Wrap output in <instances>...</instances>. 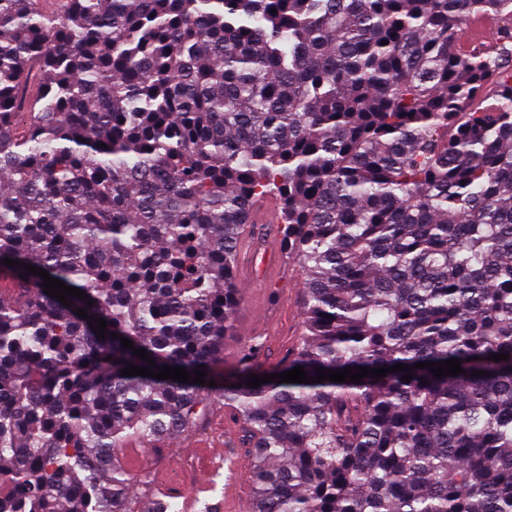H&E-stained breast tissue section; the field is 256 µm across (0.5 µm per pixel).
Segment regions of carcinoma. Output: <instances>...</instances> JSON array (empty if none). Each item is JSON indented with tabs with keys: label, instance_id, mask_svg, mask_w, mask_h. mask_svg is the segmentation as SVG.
I'll list each match as a JSON object with an SVG mask.
<instances>
[{
	"label": "carcinoma",
	"instance_id": "carcinoma-1",
	"mask_svg": "<svg viewBox=\"0 0 512 512\" xmlns=\"http://www.w3.org/2000/svg\"><path fill=\"white\" fill-rule=\"evenodd\" d=\"M475 16L493 47L456 50ZM268 197L303 328L226 378ZM2 272L0 512H130L136 483L183 512L111 452L194 426L209 385L121 376L139 348L218 385L251 512H512V0H0ZM253 246L254 245L251 243V237L247 233L242 243L243 250L241 254L242 256L239 271L242 280L248 284L253 283L255 281L253 272L259 271L260 273L271 274V271L273 269L271 263L262 265L261 267H258L255 264L254 268L250 269L249 260L251 257Z\"/></svg>",
	"mask_w": 512,
	"mask_h": 512
}]
</instances>
